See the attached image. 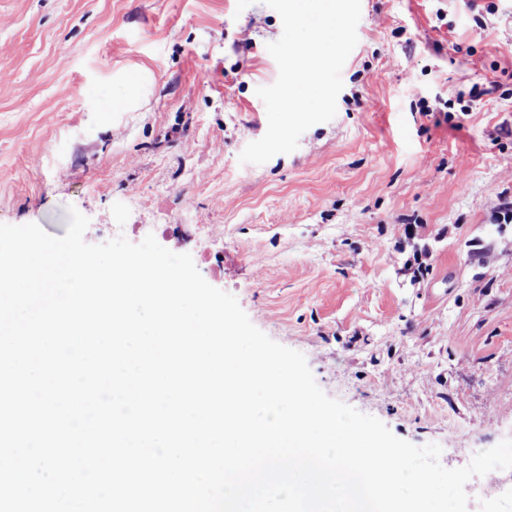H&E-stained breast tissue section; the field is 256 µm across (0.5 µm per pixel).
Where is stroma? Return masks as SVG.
Instances as JSON below:
<instances>
[{
    "instance_id": "35a3bbf8",
    "label": "stroma",
    "mask_w": 512,
    "mask_h": 512,
    "mask_svg": "<svg viewBox=\"0 0 512 512\" xmlns=\"http://www.w3.org/2000/svg\"><path fill=\"white\" fill-rule=\"evenodd\" d=\"M282 31L263 0H0V224L174 225L328 396L465 466L512 439V0H361L336 116L243 164ZM491 477L468 512H512Z\"/></svg>"
}]
</instances>
